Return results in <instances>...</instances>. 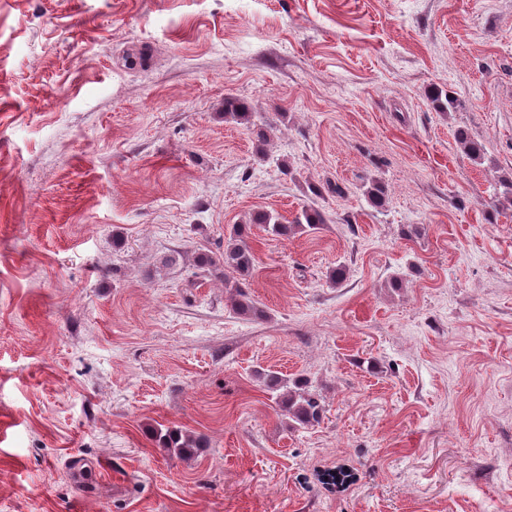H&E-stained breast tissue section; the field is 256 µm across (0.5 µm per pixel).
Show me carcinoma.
Here are the masks:
<instances>
[{
	"mask_svg": "<svg viewBox=\"0 0 512 512\" xmlns=\"http://www.w3.org/2000/svg\"><path fill=\"white\" fill-rule=\"evenodd\" d=\"M435 106L442 112L456 110L461 103L452 96L436 91L433 94ZM252 113L247 107L233 98L224 99V120L250 121ZM260 224L265 231L277 238L288 239L299 231H314L325 224L323 214L312 207L305 206L288 224L280 221L272 212H257L249 224H236L224 242V253L217 258L203 254L198 258V267L210 272H221L224 286L236 288L238 292L232 301V307L238 313L251 319H261L266 311L257 302L239 290L240 281L249 276L255 264V255L250 244L251 225ZM271 398L289 420L306 429L320 423L325 406L322 398L311 388L305 378L289 380L271 372H261ZM152 435L158 447L178 458L191 455L192 449L199 447L197 440L178 427L155 428Z\"/></svg>",
	"mask_w": 512,
	"mask_h": 512,
	"instance_id": "carcinoma-1",
	"label": "carcinoma"
}]
</instances>
